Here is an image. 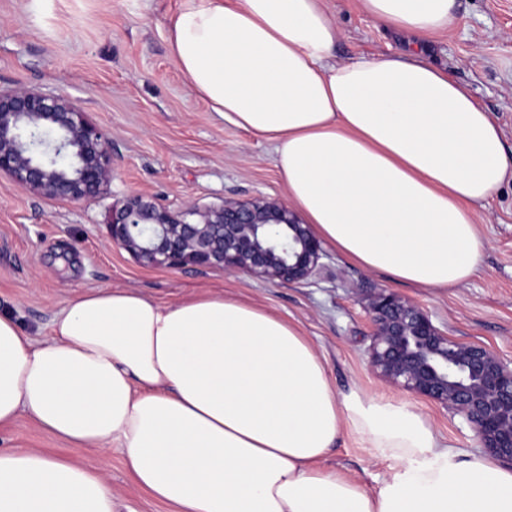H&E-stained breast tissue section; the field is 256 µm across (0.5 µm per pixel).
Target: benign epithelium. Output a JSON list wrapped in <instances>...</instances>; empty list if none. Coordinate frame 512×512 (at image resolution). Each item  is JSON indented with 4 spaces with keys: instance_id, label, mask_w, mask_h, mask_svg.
<instances>
[{
    "instance_id": "1",
    "label": "benign epithelium",
    "mask_w": 512,
    "mask_h": 512,
    "mask_svg": "<svg viewBox=\"0 0 512 512\" xmlns=\"http://www.w3.org/2000/svg\"><path fill=\"white\" fill-rule=\"evenodd\" d=\"M0 174L47 198L90 203L112 180V155L66 98L0 90ZM108 230L114 245L146 266L221 267L271 282L311 281L324 255L295 210L263 195L179 211L132 195L112 207ZM362 308L371 324V370L461 417L487 454L512 464V361L449 337L423 308L385 289Z\"/></svg>"
}]
</instances>
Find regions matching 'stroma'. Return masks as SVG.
Returning <instances> with one entry per match:
<instances>
[{
	"label": "stroma",
	"mask_w": 512,
	"mask_h": 512,
	"mask_svg": "<svg viewBox=\"0 0 512 512\" xmlns=\"http://www.w3.org/2000/svg\"><path fill=\"white\" fill-rule=\"evenodd\" d=\"M181 3L0 0V88L69 98L112 149V180L88 204L39 196L0 175V309L40 338L48 335L54 312L89 288H132L164 304L202 288L221 289L297 324L324 359L338 394L361 390L407 404L459 453L481 454L478 437L460 417L371 371L360 301L386 289L425 309L449 337L512 360V182L480 210L487 244L479 273L453 288L410 286L330 247L319 278L282 283L219 267L149 268L112 244V206L133 194L173 211L287 197L271 143L225 126L177 67L168 30ZM326 5L339 30L337 60L403 51L401 39L365 15L359 0ZM424 58L469 87L512 155V0H455L448 31L427 39ZM0 448H41L92 464L111 483L119 512H176L136 485L118 450L65 447L28 417L0 430ZM325 464L370 491L389 472L387 461L348 437Z\"/></svg>",
	"instance_id": "1"
}]
</instances>
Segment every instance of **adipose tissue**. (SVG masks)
I'll list each match as a JSON object with an SVG mask.
<instances>
[{
    "label": "adipose tissue",
    "mask_w": 512,
    "mask_h": 512,
    "mask_svg": "<svg viewBox=\"0 0 512 512\" xmlns=\"http://www.w3.org/2000/svg\"><path fill=\"white\" fill-rule=\"evenodd\" d=\"M418 39L454 0H361ZM325 0H183L171 53L225 125L270 142L288 199L358 265L424 288L480 270L478 208L512 182L470 89L414 50L351 63ZM30 416L69 448L120 449L177 512H512V470L439 443L404 404L338 395L294 324L221 291L69 300L35 340L0 313V426ZM390 473L374 492L324 465L342 434ZM0 512H115L95 468L0 449Z\"/></svg>",
    "instance_id": "1"
}]
</instances>
